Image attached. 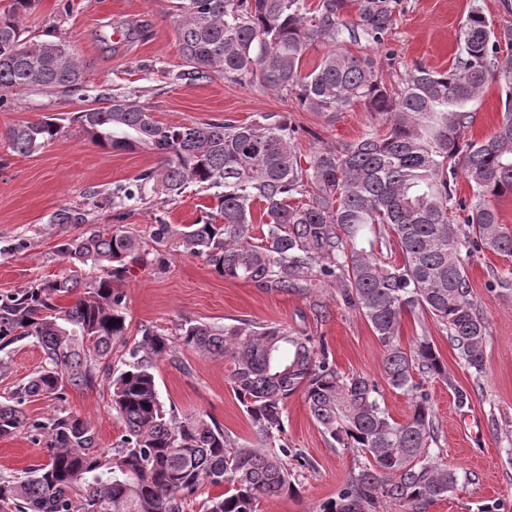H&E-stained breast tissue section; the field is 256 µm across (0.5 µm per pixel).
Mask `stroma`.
<instances>
[{
    "mask_svg": "<svg viewBox=\"0 0 512 512\" xmlns=\"http://www.w3.org/2000/svg\"><path fill=\"white\" fill-rule=\"evenodd\" d=\"M475 9L495 27H512V0H396V22L387 46L364 41L354 51L374 58L390 85L417 64L446 71L454 62L461 24ZM19 25L30 37L69 41L88 67L79 91L35 87L8 94L6 105L0 106V296L69 272L56 245L79 230L50 223V215L61 206L85 208L97 227L120 225L146 237L158 220L180 230L217 204L212 191L191 187L171 201L150 192L145 202L113 207L110 193L155 167L154 154L139 147L102 150L71 125L44 150L21 156L11 152L4 139L15 124L44 114L67 118L112 97L131 98L155 120L171 126L240 125L273 114L295 128L293 144L306 162L315 151L359 140L375 122L374 114L359 105L330 119L258 84L241 85L219 75L207 81L179 79L183 65L174 0H39L20 17ZM504 100L503 86L494 84L471 104L473 138L493 132L502 118ZM468 277L488 322L481 377H473L463 367L447 333L431 317H407L401 328L406 344L428 333L451 377L450 383L435 380L427 388L443 461L457 473L459 483L429 512H482L493 502L498 512H512V260L484 252L469 266ZM120 289L127 298L133 339L146 327L175 334L187 320L215 326L276 322L323 339L341 373L380 375L381 348L369 324L358 313L338 308L336 293L329 287H318L308 296L227 280L203 258L170 245L163 263L132 270ZM316 300L328 308L329 317L315 316ZM7 361V370L0 373V402L8 401L37 370L42 351L26 339L9 347ZM230 366L228 357L181 349L175 361L159 363L156 383L165 407L181 416L208 414L243 444L251 441L252 431L232 390ZM459 389L470 396L466 405L456 401ZM22 409L32 421L63 410L82 417L103 450L115 447L122 434L104 386L68 391L62 402L30 398ZM286 415L285 439L309 464L292 467L294 490L261 502L259 512H318L336 495L357 461L351 452L327 445L301 395L289 399ZM45 460L40 437L22 433L0 439V475H20Z\"/></svg>",
    "mask_w": 512,
    "mask_h": 512,
    "instance_id": "stroma-1",
    "label": "stroma"
}]
</instances>
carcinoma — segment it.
<instances>
[{"instance_id": "obj_1", "label": "carcinoma", "mask_w": 512, "mask_h": 512, "mask_svg": "<svg viewBox=\"0 0 512 512\" xmlns=\"http://www.w3.org/2000/svg\"><path fill=\"white\" fill-rule=\"evenodd\" d=\"M0 13V91L31 87L75 91L86 63L68 41L22 36L17 18L38 0H10ZM176 23L189 81L213 75L292 93L300 106L329 118L361 104L381 116L359 140L314 153L307 165L291 144L294 130L269 115L245 125L165 126L139 105L112 99L68 118L104 150L145 147L159 158L135 182L112 192V206L145 188L174 196L189 185L218 188L216 213L180 230L178 247L205 258L226 280L285 292L336 289V304L368 322L382 348L385 385L410 396L402 421L389 413L376 379L338 371L322 341L283 324L241 322L181 326L180 344L231 359L232 390L245 408L253 441L235 444L207 414L179 417L165 409L155 371L174 360L176 345L145 329L112 374V348L128 334L127 302L116 283L147 266L143 238L122 228H88L62 239L57 254L99 275L72 274L0 296V352L32 337L43 351L39 369L0 404V437L27 430L43 437L47 461L21 477H0V512H185L202 487L224 488L202 501V512H257L259 503L291 488L288 459L303 457L282 439L288 399L301 393L331 447L361 459L320 512H427L455 490L458 477L439 457V429L425 385L448 381L427 334L401 343L408 316L429 315L447 330L466 369H485L487 320L473 296L468 266L483 251L512 257V227L500 222L496 199L512 195V28L496 30L477 10L460 28L452 67L417 66L400 87L386 85L376 60L354 54L364 40L382 45L395 17L392 0H177ZM355 18L347 19L350 12ZM313 45L327 50L308 72ZM491 81L507 88L503 118L492 135L468 138L469 105ZM65 133L52 115L6 132L9 149L39 152ZM470 202L455 200L459 175ZM303 200H297V197ZM309 200H304V197ZM263 205L254 235L252 202ZM221 223H216L215 218ZM51 224H87V211L64 206ZM171 225L159 221L153 243L167 244ZM82 289L70 305L58 301ZM111 389L123 423L117 447L97 448L81 417L61 412L29 422V397L64 400L67 390Z\"/></svg>"}]
</instances>
